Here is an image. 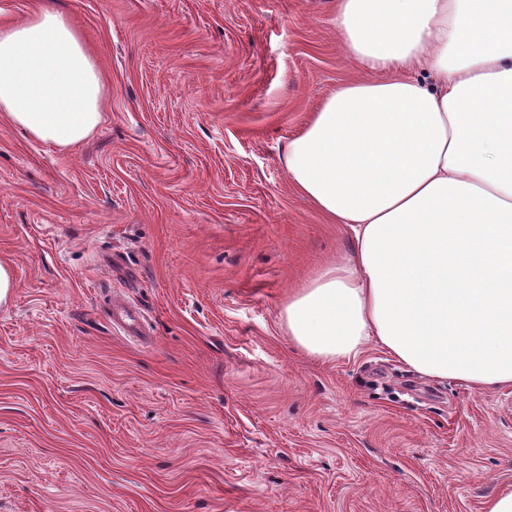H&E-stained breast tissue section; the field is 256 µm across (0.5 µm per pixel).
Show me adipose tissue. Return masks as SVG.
Returning a JSON list of instances; mask_svg holds the SVG:
<instances>
[{"mask_svg":"<svg viewBox=\"0 0 512 512\" xmlns=\"http://www.w3.org/2000/svg\"><path fill=\"white\" fill-rule=\"evenodd\" d=\"M333 23L362 76L284 166L353 249L289 294L288 336L320 361L372 341L433 380L512 386V0H336ZM104 90L64 11L0 21V119L69 148Z\"/></svg>","mask_w":512,"mask_h":512,"instance_id":"ef3b65f1","label":"adipose tissue"}]
</instances>
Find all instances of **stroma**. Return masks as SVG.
Instances as JSON below:
<instances>
[{"label": "stroma", "mask_w": 512, "mask_h": 512, "mask_svg": "<svg viewBox=\"0 0 512 512\" xmlns=\"http://www.w3.org/2000/svg\"><path fill=\"white\" fill-rule=\"evenodd\" d=\"M66 11L106 83L60 149L0 120V512H484L512 488V386L368 343L311 359L280 310L349 255L289 140L358 78L336 0H0ZM138 308L139 341L108 300Z\"/></svg>", "instance_id": "obj_1"}]
</instances>
